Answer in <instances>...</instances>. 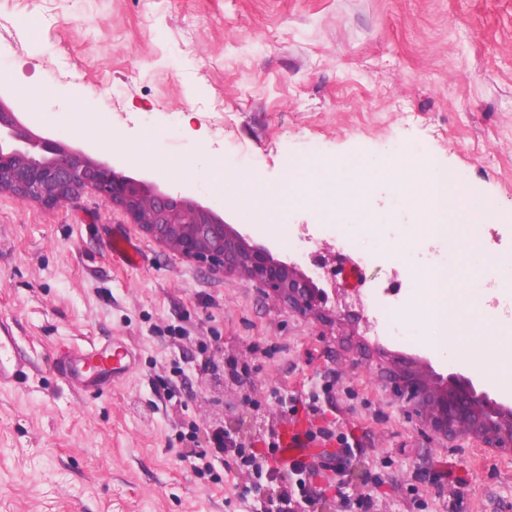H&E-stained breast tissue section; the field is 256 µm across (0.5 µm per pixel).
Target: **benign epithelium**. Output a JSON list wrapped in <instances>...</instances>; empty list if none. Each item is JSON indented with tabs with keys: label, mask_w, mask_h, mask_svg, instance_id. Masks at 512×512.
I'll return each mask as SVG.
<instances>
[{
	"label": "benign epithelium",
	"mask_w": 512,
	"mask_h": 512,
	"mask_svg": "<svg viewBox=\"0 0 512 512\" xmlns=\"http://www.w3.org/2000/svg\"><path fill=\"white\" fill-rule=\"evenodd\" d=\"M0 191L48 207L94 195L122 208L146 234L187 259L256 282L304 317L327 318L323 294L309 278L275 261L265 244L248 242L186 195L126 177L116 164L95 161L84 151H63L53 139L31 136L1 109ZM388 378L409 416L431 437L469 436L487 448L512 452V407L477 391L469 378L443 377L417 357L399 358Z\"/></svg>",
	"instance_id": "1"
}]
</instances>
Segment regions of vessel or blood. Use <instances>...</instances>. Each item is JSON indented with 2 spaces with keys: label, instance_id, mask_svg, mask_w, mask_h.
Masks as SVG:
<instances>
[{
  "label": "vessel or blood",
  "instance_id": "b4317fda",
  "mask_svg": "<svg viewBox=\"0 0 512 512\" xmlns=\"http://www.w3.org/2000/svg\"><path fill=\"white\" fill-rule=\"evenodd\" d=\"M135 358L132 347L116 338L108 344L63 347L56 361L74 391L103 394L128 372ZM36 370V363L20 345L13 318L0 315V389L21 387ZM310 428V423L302 419L281 422L277 433L278 464L287 466L308 458L314 449L331 447V439L310 438Z\"/></svg>",
  "mask_w": 512,
  "mask_h": 512
}]
</instances>
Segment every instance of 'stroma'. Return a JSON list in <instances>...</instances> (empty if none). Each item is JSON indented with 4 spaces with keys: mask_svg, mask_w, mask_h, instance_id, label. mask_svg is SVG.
<instances>
[{
    "mask_svg": "<svg viewBox=\"0 0 512 512\" xmlns=\"http://www.w3.org/2000/svg\"><path fill=\"white\" fill-rule=\"evenodd\" d=\"M0 85L5 111L64 125L65 149L93 145V158H121L163 187L164 163L181 162L173 182L301 272L315 260L346 275L359 261L366 295L415 287L397 227L420 211L375 184L367 211L336 207L335 236H315L307 257L299 231L316 218L306 207L266 228L207 184L208 160L274 182L299 161H378L410 143L464 175L484 203L487 252L512 253V0H0ZM75 92L102 125L66 119ZM368 211L386 229L352 234ZM116 233L137 245L139 265L113 257ZM331 302V322L301 316L166 249L90 194L49 209L0 192V315L16 320L38 366L23 387L0 389V512H253L249 469L227 457L199 471L193 457L231 416L251 426L246 447H263L283 415L277 396L312 393L318 424L359 439L316 478V512H345L332 484L350 461L368 512H512V453L429 440L385 374L396 357L429 356L502 403L512 396L466 362L433 356L434 330L403 303H383L402 330L388 342L371 336L367 312ZM115 336L137 353L127 376L103 395L73 393L59 346ZM231 360L245 363L239 376Z\"/></svg>",
    "mask_w": 512,
    "mask_h": 512,
    "instance_id": "1",
    "label": "stroma"
}]
</instances>
